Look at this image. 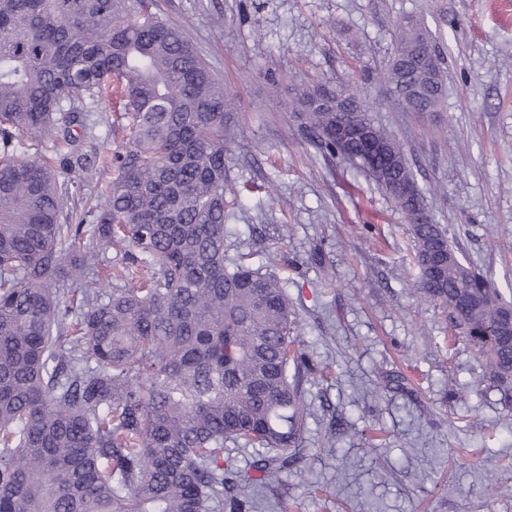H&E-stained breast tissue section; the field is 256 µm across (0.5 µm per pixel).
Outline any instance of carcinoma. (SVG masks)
<instances>
[{
	"label": "carcinoma",
	"instance_id": "carcinoma-1",
	"mask_svg": "<svg viewBox=\"0 0 512 512\" xmlns=\"http://www.w3.org/2000/svg\"><path fill=\"white\" fill-rule=\"evenodd\" d=\"M154 0H0V512H224L225 488L256 483L224 444L258 449L253 470L303 480V385L313 368L295 349L281 281L224 249V166L232 102L189 38ZM407 112L444 94L430 29L400 26L381 76ZM320 85L295 93L314 144L357 161L410 224L420 293L455 316L492 377L512 389V308L467 266L433 222L402 146L370 118L358 87L354 118L389 161L328 135L336 113L312 108ZM121 105L122 152L103 204L70 205L83 168L79 133L96 109ZM50 140L58 164L28 154ZM123 257L108 265L111 251ZM448 252L438 272L428 266Z\"/></svg>",
	"mask_w": 512,
	"mask_h": 512
}]
</instances>
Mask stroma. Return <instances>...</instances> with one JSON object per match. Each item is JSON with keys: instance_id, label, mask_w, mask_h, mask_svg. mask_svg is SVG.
I'll return each instance as SVG.
<instances>
[{"instance_id": "obj_1", "label": "stroma", "mask_w": 512, "mask_h": 512, "mask_svg": "<svg viewBox=\"0 0 512 512\" xmlns=\"http://www.w3.org/2000/svg\"><path fill=\"white\" fill-rule=\"evenodd\" d=\"M233 100L225 165L248 186L225 249L278 277L309 379L303 463L242 512H512V396L440 305L423 300L411 232L362 169L317 149L288 102L296 85L365 90L402 145L462 260L512 289V0H156ZM438 36L446 91L402 112L377 73L398 24ZM493 470L503 491L485 499Z\"/></svg>"}]
</instances>
